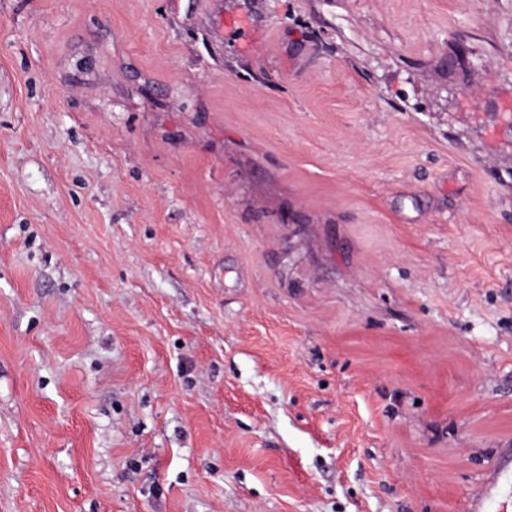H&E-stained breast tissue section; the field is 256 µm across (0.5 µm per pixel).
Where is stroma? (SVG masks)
<instances>
[{
	"label": "stroma",
	"mask_w": 512,
	"mask_h": 512,
	"mask_svg": "<svg viewBox=\"0 0 512 512\" xmlns=\"http://www.w3.org/2000/svg\"><path fill=\"white\" fill-rule=\"evenodd\" d=\"M512 456V0H0V512H470Z\"/></svg>",
	"instance_id": "stroma-1"
}]
</instances>
